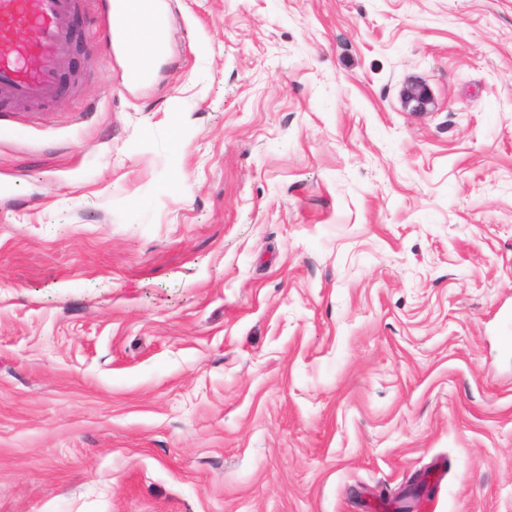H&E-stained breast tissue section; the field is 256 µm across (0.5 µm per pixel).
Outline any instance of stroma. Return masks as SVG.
Returning <instances> with one entry per match:
<instances>
[{
	"label": "stroma",
	"mask_w": 512,
	"mask_h": 512,
	"mask_svg": "<svg viewBox=\"0 0 512 512\" xmlns=\"http://www.w3.org/2000/svg\"><path fill=\"white\" fill-rule=\"evenodd\" d=\"M161 13L0 106V512H512V0ZM405 106H411L414 112H424L433 103L432 96L424 84L409 83L401 92Z\"/></svg>",
	"instance_id": "1"
}]
</instances>
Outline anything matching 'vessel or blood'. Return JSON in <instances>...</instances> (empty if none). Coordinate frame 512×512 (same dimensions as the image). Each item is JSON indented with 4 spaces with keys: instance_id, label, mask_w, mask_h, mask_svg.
<instances>
[{
    "instance_id": "obj_1",
    "label": "vessel or blood",
    "mask_w": 512,
    "mask_h": 512,
    "mask_svg": "<svg viewBox=\"0 0 512 512\" xmlns=\"http://www.w3.org/2000/svg\"><path fill=\"white\" fill-rule=\"evenodd\" d=\"M83 4L84 0H0V102L38 106L56 95L64 66L61 48L66 21ZM129 15L152 29L161 26L157 0H105L101 24L109 45L122 46L132 39V31L124 22ZM26 27L38 29L37 42L19 40V31ZM160 48L156 41L126 57L129 83L138 85L148 78L150 64Z\"/></svg>"
}]
</instances>
